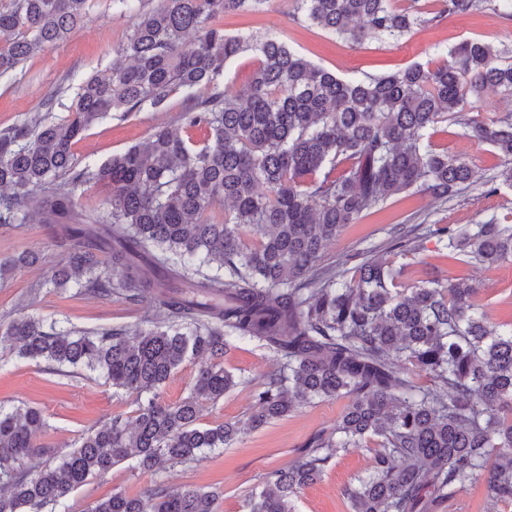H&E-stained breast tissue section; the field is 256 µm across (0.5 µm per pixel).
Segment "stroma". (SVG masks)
<instances>
[{
	"label": "stroma",
	"mask_w": 512,
	"mask_h": 512,
	"mask_svg": "<svg viewBox=\"0 0 512 512\" xmlns=\"http://www.w3.org/2000/svg\"><path fill=\"white\" fill-rule=\"evenodd\" d=\"M291 0H267L255 12L228 11L219 20L225 33L261 38L273 33L286 45L337 75L361 72L384 73L413 64L436 66L441 51L467 39L489 43L512 40V18L493 13L451 17L441 23L417 27L400 44L381 45L367 41L353 49L336 35L289 17ZM132 25L128 16L116 12L110 0H93L83 23L63 41L47 44L10 78H0V129L45 109L49 95L59 94L60 103L50 111L53 120L67 116L74 88L92 75L106 76L116 50ZM182 95L174 93L165 108L118 116L91 126L72 147L80 164H98L131 146L148 141L160 126H179ZM430 141L450 155L466 159L473 166L494 174L492 187H471L443 202L412 190L387 201L378 211L346 225L327 250L329 265L354 267L368 256L402 268V282L414 285L428 279L463 283L475 287V301L496 324L512 325V261L476 266L457 259L443 249L435 234L445 224H475L489 218L512 224V185L500 180L503 161L493 147L465 135L450 122L435 125ZM397 224H416L422 236L421 248L407 253L390 243ZM60 234L55 224L33 220L21 227L0 226V261L24 250L42 252V265L14 273L0 284V316L19 317L33 310L68 319L79 328L132 326L144 317H163L156 303H127L115 296L99 299L40 288L39 283L63 261L54 245ZM277 366L272 352L256 342L235 344L224 356L225 369L240 375V384L215 403L205 404L201 425L224 422L241 424L237 442L229 448L203 454L186 465L153 470L128 460L108 473L90 478L64 501L66 512H90L94 504L117 492L140 495L154 486L204 488L217 491L216 512H246L252 493L263 487L267 472L286 469L299 461L310 439L328 433L349 404L348 397L317 399L288 416L253 430L245 422L266 375ZM0 401L25 403L41 410L46 428L35 443L55 456L65 455L81 434L101 427L117 415L133 416L137 410L134 394L112 388L105 378L89 371L75 376L51 372L46 363L17 357L0 347ZM370 448L338 452L322 478L299 493L295 512H351L346 488L355 478L366 475L373 461Z\"/></svg>",
	"instance_id": "1"
}]
</instances>
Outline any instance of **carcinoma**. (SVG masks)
Here are the masks:
<instances>
[{
	"label": "carcinoma",
	"instance_id": "obj_1",
	"mask_svg": "<svg viewBox=\"0 0 512 512\" xmlns=\"http://www.w3.org/2000/svg\"><path fill=\"white\" fill-rule=\"evenodd\" d=\"M264 3L112 0L132 26L110 74L78 84L64 119L37 112L0 130V226L36 214L64 228V262L39 287L150 301L165 312L134 328H76L34 315L0 321V343L19 357L60 375L99 372L138 404L134 417L112 419L60 461L51 456L31 469L28 461L45 452L34 444L43 414L0 403V512H45L129 459L153 469L231 447L238 424L199 420L205 403L239 384L222 363L237 340L260 343L279 362L257 394L250 428L315 398H350L333 432L315 435L297 465L266 473L248 512H294V497L339 450L370 439L371 471L347 490L352 512H441L479 482L490 501L512 499V329L485 321L473 288L431 280L407 294L397 291L402 270L389 265L366 261L350 278L321 265L345 225L410 189L448 201L492 182L431 147L426 131L439 122L452 119L491 145L512 182V113L464 112L469 96H512V55L464 40L435 68L342 78L277 36L253 43L216 24L228 10ZM89 7L90 0H0V76L66 39ZM487 10L512 17V0H293L289 16L360 48ZM248 50L258 54L248 83L221 86L226 62ZM179 90L183 126L205 130L203 144L160 127L145 145L98 166L74 160L72 146L95 122L161 108ZM91 183L112 187L102 214L76 209L75 192ZM246 230L253 247L242 242ZM435 234L469 264L512 260V224L491 218ZM41 260L23 251L7 270ZM192 358L207 365L189 394L161 401L163 383ZM398 358L437 385L416 382ZM216 497L159 485L135 497L114 493L91 512H214Z\"/></svg>",
	"mask_w": 512,
	"mask_h": 512
}]
</instances>
